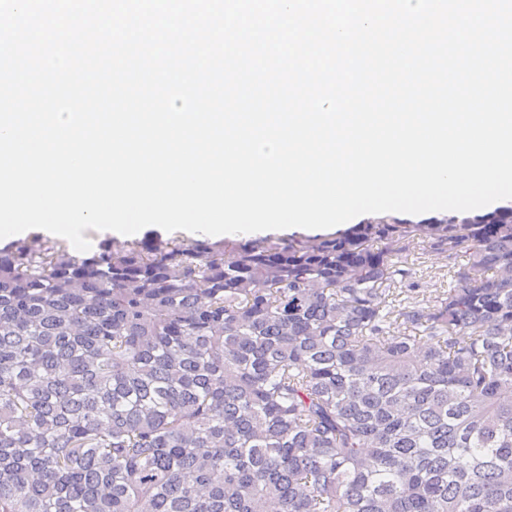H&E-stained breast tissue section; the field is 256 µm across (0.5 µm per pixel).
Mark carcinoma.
<instances>
[{"instance_id":"carcinoma-1","label":"carcinoma","mask_w":512,"mask_h":512,"mask_svg":"<svg viewBox=\"0 0 512 512\" xmlns=\"http://www.w3.org/2000/svg\"><path fill=\"white\" fill-rule=\"evenodd\" d=\"M0 512H512V207L0 248ZM414 263V272L419 282V288L426 289V296L434 298L445 289H448L452 281L454 267L466 263V254L459 252L455 257L448 258L444 253L428 252L418 255Z\"/></svg>"}]
</instances>
